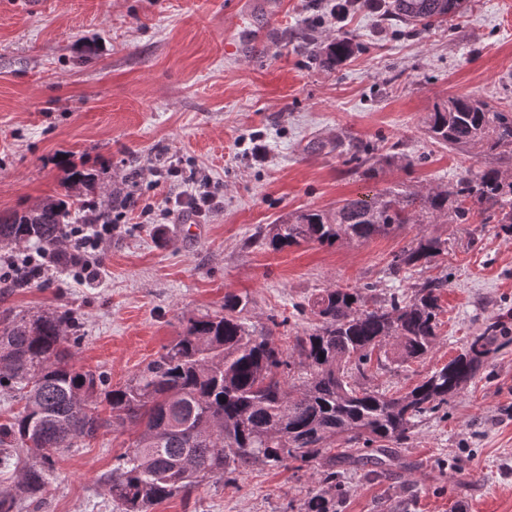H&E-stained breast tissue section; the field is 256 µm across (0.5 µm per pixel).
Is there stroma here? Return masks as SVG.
Here are the masks:
<instances>
[{
  "instance_id": "obj_1",
  "label": "stroma",
  "mask_w": 512,
  "mask_h": 512,
  "mask_svg": "<svg viewBox=\"0 0 512 512\" xmlns=\"http://www.w3.org/2000/svg\"><path fill=\"white\" fill-rule=\"evenodd\" d=\"M0 0V216L63 192L61 155L94 170L84 202L129 197L104 252L101 285L51 271L30 287H0V316L67 310L84 338L76 359L119 386L183 331L186 317L247 296L256 329L277 343L312 326L297 307L336 285L373 301L447 275L433 352L411 363L372 357L371 383L404 393L462 352L480 325L512 309V235L473 217L408 224L366 242L261 248L258 227L296 210H330L386 189L455 184L487 165L451 151L425 118L449 97L512 107V0H469L464 14L418 35L396 31L382 7L334 14L336 0ZM360 44L341 66L315 57L336 37ZM375 146L353 159L346 147ZM409 161L383 163L390 150ZM206 180L220 208L163 216L169 196ZM448 243L430 263L393 272L421 237ZM125 427L63 452L39 510L118 512L102 484L134 439ZM322 457L258 464L210 478L151 512H301ZM339 512H512V342L419 423L385 476L348 466Z\"/></svg>"
}]
</instances>
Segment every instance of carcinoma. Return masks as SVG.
Returning <instances> with one entry per match:
<instances>
[{"label":"carcinoma","mask_w":512,"mask_h":512,"mask_svg":"<svg viewBox=\"0 0 512 512\" xmlns=\"http://www.w3.org/2000/svg\"><path fill=\"white\" fill-rule=\"evenodd\" d=\"M464 0H389L383 15L392 26L418 31L463 8ZM353 53L342 36L319 54L331 68ZM431 138L444 148L478 146L486 155L512 157V113L470 96L448 99L426 118ZM65 187L74 191L94 176L64 159ZM72 193L50 198L28 212L0 216V247L35 243L52 249L64 234ZM512 233V180L494 166L468 170L449 189L424 195L388 190L345 202L332 213L300 210L258 228L255 240L280 252L302 243L333 246L387 235L419 218L448 217L466 224L473 212ZM447 241L422 237L404 250L399 264L416 267L446 249ZM32 269L20 266L6 283L27 288ZM448 276L429 277L411 296L369 304L359 288H324L307 299L310 330L284 347L272 331L255 333L245 316L247 301L224 295L222 311L190 315L177 339L162 348L135 377L106 389L102 374L76 363L83 338L79 319L67 311L11 313L0 319V388L23 401L22 410L0 427V447H20L31 461L0 454V469L17 474V495L0 497V512H15L19 500H37L57 470V452L77 448L103 430L137 428L104 484L119 512H148L174 494H189L207 478L229 476L261 463H310L324 453L331 461L338 439L372 446L369 472L385 470L422 418L448 404L477 377L499 348L512 312L482 325L464 352L436 367L410 391L385 393L365 383V363L376 350L397 361L422 359L434 348L441 297ZM104 394L108 413L99 410ZM339 472L323 474L336 489ZM327 490L309 497L304 512H338Z\"/></svg>","instance_id":"carcinoma-1"}]
</instances>
